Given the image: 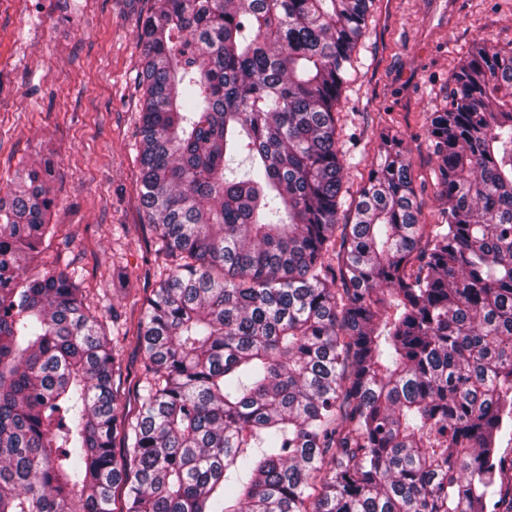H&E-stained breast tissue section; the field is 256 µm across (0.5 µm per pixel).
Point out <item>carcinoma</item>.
Returning <instances> with one entry per match:
<instances>
[{"instance_id":"carcinoma-1","label":"carcinoma","mask_w":512,"mask_h":512,"mask_svg":"<svg viewBox=\"0 0 512 512\" xmlns=\"http://www.w3.org/2000/svg\"><path fill=\"white\" fill-rule=\"evenodd\" d=\"M372 0H153L140 199L170 266L118 351L64 271L53 163L0 195V512H512V47L427 139L442 224L379 136L346 202L338 107ZM349 213H344V206Z\"/></svg>"}]
</instances>
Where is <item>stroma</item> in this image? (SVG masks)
<instances>
[{"mask_svg":"<svg viewBox=\"0 0 512 512\" xmlns=\"http://www.w3.org/2000/svg\"><path fill=\"white\" fill-rule=\"evenodd\" d=\"M512 47V0H373L349 72L339 127L367 181L380 130L403 142L421 221L443 204L426 138L473 42ZM142 48L125 0H0V189L24 164L55 162L56 234L41 269L79 275L96 309L134 327L161 270L140 202L135 150Z\"/></svg>","mask_w":512,"mask_h":512,"instance_id":"obj_1","label":"stroma"}]
</instances>
